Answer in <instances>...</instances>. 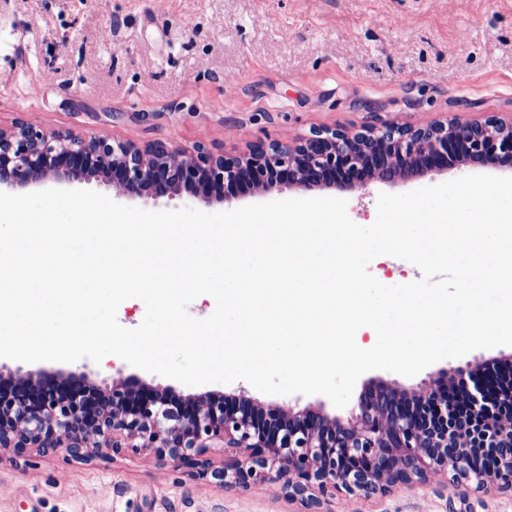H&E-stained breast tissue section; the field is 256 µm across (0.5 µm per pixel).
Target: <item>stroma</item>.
<instances>
[{
  "label": "stroma",
  "instance_id": "35a3bbf8",
  "mask_svg": "<svg viewBox=\"0 0 512 512\" xmlns=\"http://www.w3.org/2000/svg\"><path fill=\"white\" fill-rule=\"evenodd\" d=\"M42 76L38 90L30 79ZM512 117V0H0V127L104 135L144 145L230 152L300 141L313 128L358 132L389 122ZM512 365V346L478 349L411 378ZM36 370L56 385L71 371L106 387L134 377L169 381L109 355L101 362L28 364L0 358V374ZM244 394L264 409H320L323 395L276 396L245 381L202 385ZM325 512H512V492L485 494L436 478L372 498L336 494ZM0 512H305L277 487L228 488L149 452L87 463L62 449L0 454Z\"/></svg>",
  "mask_w": 512,
  "mask_h": 512
}]
</instances>
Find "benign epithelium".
I'll use <instances>...</instances> for the list:
<instances>
[{
  "label": "benign epithelium",
  "instance_id": "obj_1",
  "mask_svg": "<svg viewBox=\"0 0 512 512\" xmlns=\"http://www.w3.org/2000/svg\"><path fill=\"white\" fill-rule=\"evenodd\" d=\"M470 163L512 165V119L321 129L304 141L236 153L44 131L20 120L0 129V191L97 178L122 198L184 196L210 205L283 187L353 191L407 183ZM464 373L472 383L467 424L451 387ZM37 377L20 378L23 387L12 395L0 391V449L17 457L32 448H65L81 461L145 450L194 477L230 487L278 485L316 508L338 492L369 497L440 475L484 493L512 491V382L477 369H442L412 391L368 386L347 420L321 410L267 412L243 394L181 396L129 380L104 391L83 372L67 374L70 390H43ZM211 448L223 449L222 466L205 458Z\"/></svg>",
  "mask_w": 512,
  "mask_h": 512
}]
</instances>
